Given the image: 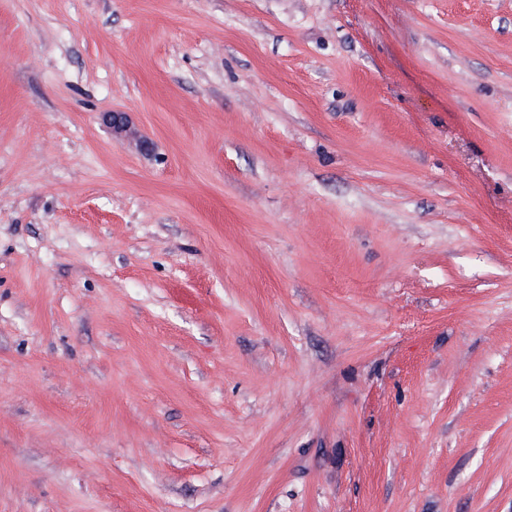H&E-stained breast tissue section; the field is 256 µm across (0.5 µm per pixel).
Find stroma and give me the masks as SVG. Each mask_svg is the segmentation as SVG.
<instances>
[{
  "label": "stroma",
  "instance_id": "stroma-1",
  "mask_svg": "<svg viewBox=\"0 0 512 512\" xmlns=\"http://www.w3.org/2000/svg\"><path fill=\"white\" fill-rule=\"evenodd\" d=\"M0 512H512V0H0Z\"/></svg>",
  "mask_w": 512,
  "mask_h": 512
}]
</instances>
